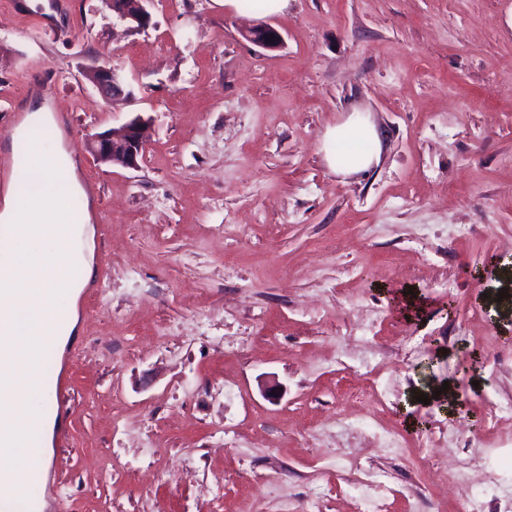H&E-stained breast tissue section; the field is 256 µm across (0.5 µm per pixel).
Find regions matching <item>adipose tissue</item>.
Returning <instances> with one entry per match:
<instances>
[{"label": "adipose tissue", "instance_id": "ef3b65f1", "mask_svg": "<svg viewBox=\"0 0 512 512\" xmlns=\"http://www.w3.org/2000/svg\"><path fill=\"white\" fill-rule=\"evenodd\" d=\"M326 159L336 174L368 171L380 159L374 124L360 111L328 129ZM32 193L7 189L0 198V412L10 434L0 441V512H9L34 478H47L55 424L36 407L43 399L46 360L60 359L80 319L76 300L91 281L92 265L81 278L59 263L66 240L92 238L91 225L74 224L64 207L79 190L74 170L60 168L55 155L33 142Z\"/></svg>", "mask_w": 512, "mask_h": 512}]
</instances>
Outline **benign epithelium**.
<instances>
[{
  "mask_svg": "<svg viewBox=\"0 0 512 512\" xmlns=\"http://www.w3.org/2000/svg\"><path fill=\"white\" fill-rule=\"evenodd\" d=\"M152 0H105L116 19L145 27L150 19L147 4ZM244 38L264 49L277 48L283 43L282 34L269 24L260 23L244 33ZM85 78L107 102L129 96L123 74L109 65H97L85 70ZM151 121L138 115L121 129L88 137L86 147L97 162L106 166L135 169L142 159L151 136Z\"/></svg>",
  "mask_w": 512,
  "mask_h": 512,
  "instance_id": "obj_1",
  "label": "benign epithelium"
}]
</instances>
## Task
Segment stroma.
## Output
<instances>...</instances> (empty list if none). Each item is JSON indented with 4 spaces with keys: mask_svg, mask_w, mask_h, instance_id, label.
<instances>
[{
    "mask_svg": "<svg viewBox=\"0 0 512 512\" xmlns=\"http://www.w3.org/2000/svg\"><path fill=\"white\" fill-rule=\"evenodd\" d=\"M149 12L0 0V124L49 107L94 227L45 512H355L368 474L389 512H455L427 478L463 463L512 512V0H288L275 50L217 0ZM356 109L381 160L344 177L323 136ZM137 115L138 168L99 164L86 135ZM106 6L112 11L116 19L128 24L132 28L145 27L150 19L147 4L151 0H105ZM84 76L106 102L130 95L126 89L125 78L117 68L97 65L85 70Z\"/></svg>",
    "mask_w": 512,
    "mask_h": 512,
    "instance_id": "obj_1",
    "label": "stroma"
}]
</instances>
